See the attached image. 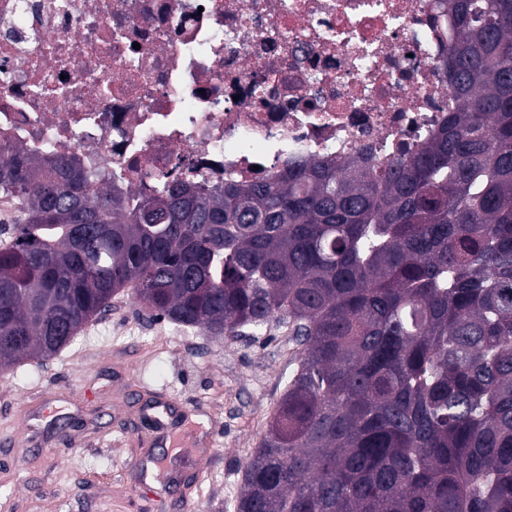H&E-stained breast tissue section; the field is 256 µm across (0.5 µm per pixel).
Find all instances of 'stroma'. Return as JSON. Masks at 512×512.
Wrapping results in <instances>:
<instances>
[{
  "label": "stroma",
  "mask_w": 512,
  "mask_h": 512,
  "mask_svg": "<svg viewBox=\"0 0 512 512\" xmlns=\"http://www.w3.org/2000/svg\"><path fill=\"white\" fill-rule=\"evenodd\" d=\"M295 349L278 323L217 338L117 294L60 354L0 374V512H235Z\"/></svg>",
  "instance_id": "stroma-1"
}]
</instances>
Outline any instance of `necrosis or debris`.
Returning <instances> with one entry per match:
<instances>
[{
    "label": "necrosis or debris",
    "instance_id": "1",
    "mask_svg": "<svg viewBox=\"0 0 512 512\" xmlns=\"http://www.w3.org/2000/svg\"><path fill=\"white\" fill-rule=\"evenodd\" d=\"M442 0H0V157L133 203L416 152L454 105Z\"/></svg>",
    "mask_w": 512,
    "mask_h": 512
}]
</instances>
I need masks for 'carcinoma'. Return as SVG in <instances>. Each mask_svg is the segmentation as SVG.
<instances>
[{
    "label": "carcinoma",
    "mask_w": 512,
    "mask_h": 512,
    "mask_svg": "<svg viewBox=\"0 0 512 512\" xmlns=\"http://www.w3.org/2000/svg\"><path fill=\"white\" fill-rule=\"evenodd\" d=\"M456 99L380 175L305 162L134 208L74 161L0 158V369L134 286L211 336L288 325L297 367L237 512H512V0H446Z\"/></svg>",
    "instance_id": "carcinoma-1"
}]
</instances>
